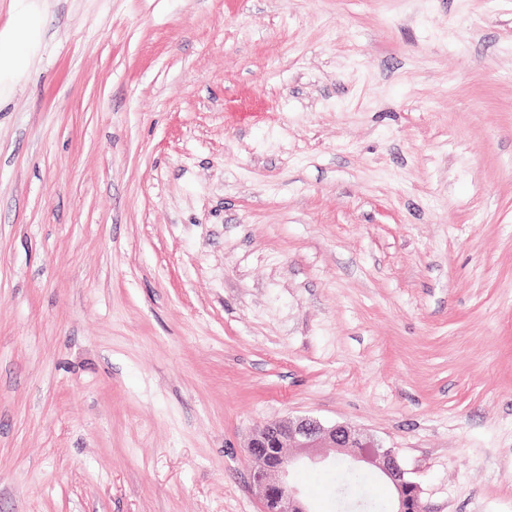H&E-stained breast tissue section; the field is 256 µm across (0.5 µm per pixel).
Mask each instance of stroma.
Instances as JSON below:
<instances>
[{"label":"stroma","mask_w":512,"mask_h":512,"mask_svg":"<svg viewBox=\"0 0 512 512\" xmlns=\"http://www.w3.org/2000/svg\"><path fill=\"white\" fill-rule=\"evenodd\" d=\"M21 7L0 512H261L251 434L305 415L512 512V0Z\"/></svg>","instance_id":"1"}]
</instances>
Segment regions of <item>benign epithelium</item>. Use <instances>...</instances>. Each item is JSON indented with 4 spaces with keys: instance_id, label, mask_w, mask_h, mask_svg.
<instances>
[{
    "instance_id": "1",
    "label": "benign epithelium",
    "mask_w": 512,
    "mask_h": 512,
    "mask_svg": "<svg viewBox=\"0 0 512 512\" xmlns=\"http://www.w3.org/2000/svg\"><path fill=\"white\" fill-rule=\"evenodd\" d=\"M248 452L261 461L250 473V485L263 512H314L288 476L296 467L322 463L332 453L349 458L353 468H375L393 486L389 512H426L421 488L402 467L396 450L346 424L327 425L310 416L267 421L254 430Z\"/></svg>"
}]
</instances>
